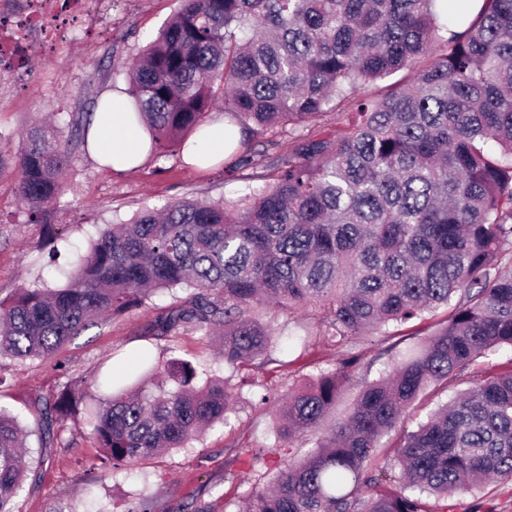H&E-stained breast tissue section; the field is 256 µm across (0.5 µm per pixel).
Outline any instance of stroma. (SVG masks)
I'll return each instance as SVG.
<instances>
[{"mask_svg": "<svg viewBox=\"0 0 512 512\" xmlns=\"http://www.w3.org/2000/svg\"><path fill=\"white\" fill-rule=\"evenodd\" d=\"M179 2L103 0L101 5L87 6L68 25L62 42L28 53L20 86L10 96L0 97V135L11 148H18L28 125L41 120L55 125L73 154L65 175L67 191L51 207L60 251L55 262L49 261L40 244L39 225L30 223L17 197L14 160L0 167V299L36 280L64 285L70 261L88 250L103 225L128 220L143 207L184 198L233 196L246 188L258 191L266 186L278 152L268 148L264 135L247 145L252 155L263 158L258 168L234 169L224 161L199 172L187 170L175 149L163 158L150 157L134 173L116 174L97 164L84 141L86 130L78 116L96 111L104 93L127 87L132 58L155 38ZM174 301L164 292L150 306L96 317L50 360L0 359V407L23 426L25 446L37 463V485L21 492L17 512H127L130 501L142 496L155 498L156 512H239L247 494L266 484L263 463L236 464L234 480L225 481L224 455L241 438L258 448L274 442L275 411L260 401L268 365L256 360L245 375L225 365L224 337L218 330L208 336L192 330L173 337L151 336L148 326L157 308ZM445 315V309H438L419 325L400 327L390 339L381 332L364 337L333 420L349 412L364 382L390 370L395 358L421 344ZM259 318L280 336L271 356L283 364L284 385H301L317 370L335 367L342 357V349L323 336L320 308L303 313L271 308L260 311ZM145 349L163 361L173 356L192 361L206 376L232 384L236 415L231 425L209 430L201 440L125 470L91 466V459L99 454L87 424V410L99 394L95 373L100 370L131 381L137 357ZM69 386L84 399L75 414L57 422L56 440L43 447L30 406ZM426 503L429 512L443 506L448 512H512V478L494 477L471 494L430 496Z\"/></svg>", "mask_w": 512, "mask_h": 512, "instance_id": "35a3bbf8", "label": "stroma"}]
</instances>
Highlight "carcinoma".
Segmentation results:
<instances>
[{"label": "carcinoma", "instance_id": "carcinoma-1", "mask_svg": "<svg viewBox=\"0 0 512 512\" xmlns=\"http://www.w3.org/2000/svg\"><path fill=\"white\" fill-rule=\"evenodd\" d=\"M129 88L157 157L206 123L214 107L241 134L288 133L273 183L236 198L187 199L107 224L67 282L0 300V357L43 358L99 312L160 309L154 336L224 327V363L251 365L275 343L256 305L318 306L324 335L353 348L390 325L448 317L392 373L365 384L352 409L307 455L247 496L248 512H427L420 495L466 494L512 476V369L474 370L512 348V0H182L129 66ZM354 116L307 140L326 112ZM18 191L59 251L49 205L64 194L70 153L30 126ZM357 356L286 391L275 443L300 449L340 397ZM137 390L110 392L92 413L101 464L123 469L227 424L226 382L199 383L188 360L139 354ZM483 380L403 434L390 465L381 437L448 378ZM78 403L65 388L42 402V439ZM21 427L0 410V512L28 479Z\"/></svg>", "mask_w": 512, "mask_h": 512}]
</instances>
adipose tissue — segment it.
I'll return each mask as SVG.
<instances>
[{"instance_id": "adipose-tissue-1", "label": "adipose tissue", "mask_w": 512, "mask_h": 512, "mask_svg": "<svg viewBox=\"0 0 512 512\" xmlns=\"http://www.w3.org/2000/svg\"><path fill=\"white\" fill-rule=\"evenodd\" d=\"M111 111L97 112L87 133V141L95 159L116 172L138 168L150 155L151 145L145 130L137 121L132 100L127 94L112 92L106 96ZM224 157V120H210L194 136V142L183 152L186 166L201 169Z\"/></svg>"}]
</instances>
